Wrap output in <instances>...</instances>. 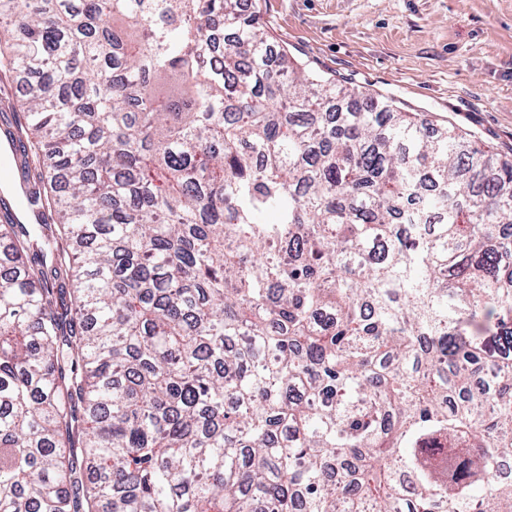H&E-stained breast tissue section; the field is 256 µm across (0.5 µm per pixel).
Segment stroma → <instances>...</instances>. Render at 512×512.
I'll return each instance as SVG.
<instances>
[{"instance_id":"obj_1","label":"stroma","mask_w":512,"mask_h":512,"mask_svg":"<svg viewBox=\"0 0 512 512\" xmlns=\"http://www.w3.org/2000/svg\"><path fill=\"white\" fill-rule=\"evenodd\" d=\"M270 38L334 79L512 160V0H255ZM27 77L0 70V134Z\"/></svg>"}]
</instances>
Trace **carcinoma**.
Masks as SVG:
<instances>
[{
    "instance_id": "obj_1",
    "label": "carcinoma",
    "mask_w": 512,
    "mask_h": 512,
    "mask_svg": "<svg viewBox=\"0 0 512 512\" xmlns=\"http://www.w3.org/2000/svg\"><path fill=\"white\" fill-rule=\"evenodd\" d=\"M0 20L43 167L0 224V512H512V161L243 0Z\"/></svg>"
}]
</instances>
